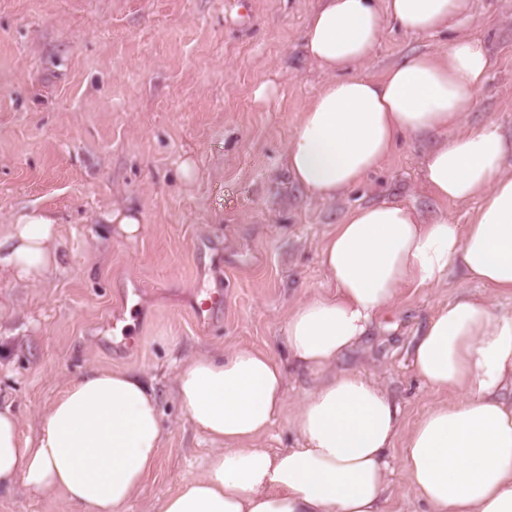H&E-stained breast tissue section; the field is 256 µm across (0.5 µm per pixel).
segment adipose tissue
Wrapping results in <instances>:
<instances>
[{
	"instance_id": "adipose-tissue-1",
	"label": "adipose tissue",
	"mask_w": 512,
	"mask_h": 512,
	"mask_svg": "<svg viewBox=\"0 0 512 512\" xmlns=\"http://www.w3.org/2000/svg\"><path fill=\"white\" fill-rule=\"evenodd\" d=\"M469 0H325L305 34L329 78L302 112L284 154L292 179L332 200L358 186L400 138L433 134L424 164L439 202H477L470 224L423 223L398 202L353 207L320 250L325 291L301 300L281 330L284 353L240 345L197 355L174 376L175 394L211 444L203 470L156 512H387L389 451L401 444L409 492L428 512H512V154L495 120L463 129L491 58L465 27ZM411 34L451 33L377 78L357 73L386 22ZM54 218L30 210L10 224L0 268L35 282L57 265ZM491 288L459 291L437 310L411 352L423 386L449 398L410 428L389 390L344 367L375 319L406 290L451 272ZM316 383L298 402L294 447L262 439L285 403V361ZM163 426L152 385L130 370L95 369L67 381L24 435L0 408V492L23 483L84 512H125L153 472Z\"/></svg>"
}]
</instances>
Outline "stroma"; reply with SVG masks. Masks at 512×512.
I'll list each match as a JSON object with an SVG mask.
<instances>
[{
	"instance_id": "35a3bbf8",
	"label": "stroma",
	"mask_w": 512,
	"mask_h": 512,
	"mask_svg": "<svg viewBox=\"0 0 512 512\" xmlns=\"http://www.w3.org/2000/svg\"><path fill=\"white\" fill-rule=\"evenodd\" d=\"M321 3L0 0V236L31 208L58 226L57 266L41 283L0 270V406L32 435L67 379L95 368L146 372L164 437L127 512H153L210 450L176 399L177 368L238 344L279 348L288 313L326 288L319 249L348 210L400 202L424 219L465 224L476 208L431 198L423 163L432 135L401 141L333 201L309 197L287 174L288 140L327 80L304 52ZM471 3L467 27L494 64L464 125L493 119L511 139L512 0ZM447 40L386 28L360 71L381 76ZM115 206L140 215L138 239L101 224ZM462 287L491 294L455 274L405 292L345 361L390 390L404 427L438 400L411 369V343ZM211 288L223 289L224 309L209 323L194 303ZM286 372L285 405L263 441L271 449L293 446L292 414L314 384L311 373ZM0 512L82 509L19 482L0 495Z\"/></svg>"
}]
</instances>
